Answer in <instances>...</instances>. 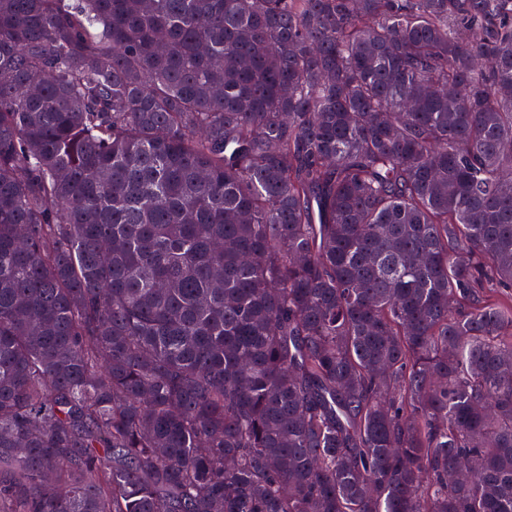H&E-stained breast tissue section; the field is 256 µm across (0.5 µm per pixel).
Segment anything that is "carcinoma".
Masks as SVG:
<instances>
[{
  "mask_svg": "<svg viewBox=\"0 0 512 512\" xmlns=\"http://www.w3.org/2000/svg\"><path fill=\"white\" fill-rule=\"evenodd\" d=\"M511 286L512 0H0V512H512Z\"/></svg>",
  "mask_w": 512,
  "mask_h": 512,
  "instance_id": "cac0c4a2",
  "label": "carcinoma"
}]
</instances>
